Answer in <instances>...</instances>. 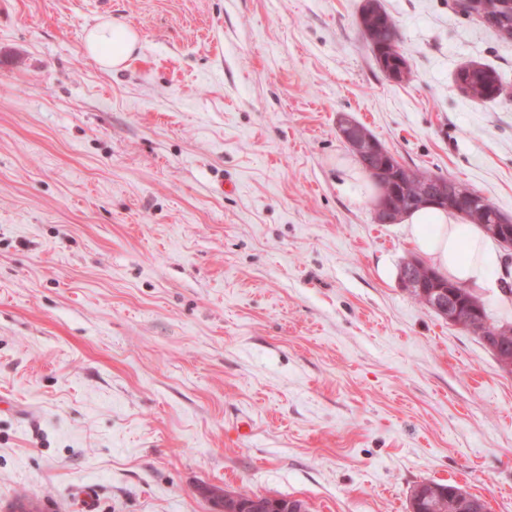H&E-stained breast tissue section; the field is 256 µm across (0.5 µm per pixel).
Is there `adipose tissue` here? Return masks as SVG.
<instances>
[{
  "label": "adipose tissue",
  "mask_w": 512,
  "mask_h": 512,
  "mask_svg": "<svg viewBox=\"0 0 512 512\" xmlns=\"http://www.w3.org/2000/svg\"><path fill=\"white\" fill-rule=\"evenodd\" d=\"M132 28L105 21L92 27L85 36V49L105 67L123 64L137 46ZM410 242L434 267L464 287H483L489 271L498 266V243L478 225L460 223L443 210L421 209L406 216Z\"/></svg>",
  "instance_id": "adipose-tissue-1"
}]
</instances>
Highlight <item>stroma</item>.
Instances as JSON below:
<instances>
[{"mask_svg": "<svg viewBox=\"0 0 512 512\" xmlns=\"http://www.w3.org/2000/svg\"><path fill=\"white\" fill-rule=\"evenodd\" d=\"M0 0V512H408L452 482L512 512V373L399 283L406 224L336 120L512 217V39L461 0ZM138 34L118 69L88 28ZM495 69L492 101L456 82ZM492 321L512 324V250ZM246 419L252 430L236 435ZM359 27L382 71L389 72L397 80L411 74L409 61L400 47L399 29L379 0L364 1L359 13Z\"/></svg>", "mask_w": 512, "mask_h": 512, "instance_id": "obj_1", "label": "stroma"}]
</instances>
